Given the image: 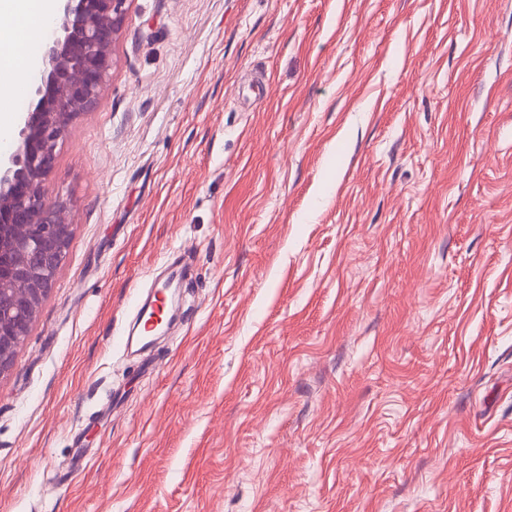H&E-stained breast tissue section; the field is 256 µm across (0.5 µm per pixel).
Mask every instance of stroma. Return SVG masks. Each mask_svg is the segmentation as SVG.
I'll list each match as a JSON object with an SVG mask.
<instances>
[{
    "instance_id": "35a3bbf8",
    "label": "stroma",
    "mask_w": 512,
    "mask_h": 512,
    "mask_svg": "<svg viewBox=\"0 0 512 512\" xmlns=\"http://www.w3.org/2000/svg\"><path fill=\"white\" fill-rule=\"evenodd\" d=\"M47 187L0 512H512V0H132ZM159 283L160 282H156L154 284L153 288H156L154 292H149L147 297L138 306L135 323L132 325L125 339V347L127 349L136 347L141 350L148 347L152 343L154 336L148 339L146 336H143L142 331L150 333L152 332L151 330L155 328L156 324L157 327H163L160 318L164 314L165 304L158 303V294L162 291L158 289Z\"/></svg>"
}]
</instances>
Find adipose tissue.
<instances>
[{
	"instance_id": "ef3b65f1",
	"label": "adipose tissue",
	"mask_w": 512,
	"mask_h": 512,
	"mask_svg": "<svg viewBox=\"0 0 512 512\" xmlns=\"http://www.w3.org/2000/svg\"><path fill=\"white\" fill-rule=\"evenodd\" d=\"M56 9L57 0H0V101L35 68L26 43L46 28Z\"/></svg>"
}]
</instances>
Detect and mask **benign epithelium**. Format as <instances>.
Masks as SVG:
<instances>
[{"mask_svg":"<svg viewBox=\"0 0 512 512\" xmlns=\"http://www.w3.org/2000/svg\"><path fill=\"white\" fill-rule=\"evenodd\" d=\"M130 0H62L35 103L0 159V376L13 366L71 239L65 207L46 183L70 121L98 100Z\"/></svg>","mask_w":512,"mask_h":512,"instance_id":"7a95c632","label":"benign epithelium"}]
</instances>
